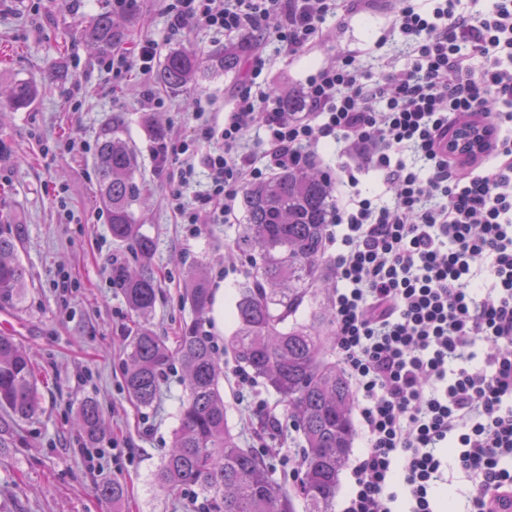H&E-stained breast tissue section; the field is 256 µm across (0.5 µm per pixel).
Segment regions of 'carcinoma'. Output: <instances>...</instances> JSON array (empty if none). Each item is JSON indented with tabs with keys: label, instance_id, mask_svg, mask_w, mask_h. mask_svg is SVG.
Instances as JSON below:
<instances>
[{
	"label": "carcinoma",
	"instance_id": "carcinoma-1",
	"mask_svg": "<svg viewBox=\"0 0 512 512\" xmlns=\"http://www.w3.org/2000/svg\"><path fill=\"white\" fill-rule=\"evenodd\" d=\"M80 39L102 59L122 45L127 33L112 15L103 13L78 31ZM242 49L227 47L203 62L183 50L169 51L157 82L171 93H187L202 79L240 70ZM38 96L25 80L7 93L15 110L28 108ZM97 196L110 219L112 241L126 247L135 265L112 262V287L140 319L128 337L124 389L141 407L157 398L165 371L181 365L186 398L180 403L173 445L153 472V484L167 492L191 489L216 512H295L292 496L272 479L262 455L243 448L228 425L224 404L223 354L204 329L213 295L203 264L189 266L184 294L193 319L181 331L176 347L151 327L157 301L152 267L154 240L137 224L141 189L138 161L122 130L106 121L96 152ZM244 224L234 239L236 250L252 272L236 285L233 330L224 337L243 373L276 395L284 417L302 439L299 495L306 512H333L340 475L356 435L350 382L327 359L334 336L330 295L336 288L331 258L326 255L327 228L333 223L336 196L328 172L312 165L283 170L246 187L239 198ZM19 224H0V310L24 294L25 269L18 257ZM319 309L309 310L318 294ZM30 353L11 336L0 334V432L35 415L41 407ZM78 426L94 444L104 428L97 403L78 407ZM100 497L122 504L125 489L117 480L95 487Z\"/></svg>",
	"mask_w": 512,
	"mask_h": 512
}]
</instances>
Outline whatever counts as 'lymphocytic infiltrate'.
I'll list each match as a JSON object with an SVG mask.
<instances>
[{
  "instance_id": "lymphocytic-infiltrate-1",
  "label": "lymphocytic infiltrate",
  "mask_w": 512,
  "mask_h": 512,
  "mask_svg": "<svg viewBox=\"0 0 512 512\" xmlns=\"http://www.w3.org/2000/svg\"><path fill=\"white\" fill-rule=\"evenodd\" d=\"M164 42L197 29L246 38L248 77L217 114L196 99L195 134L157 157L167 206L198 228L231 215L249 184L315 160L336 143L339 166L330 297L332 348L359 396L364 452L341 512H496L512 498V0L475 14L459 0L421 11L399 0L395 26L405 64L377 80L343 52L305 82L308 110L287 117L281 98L255 97L265 67L259 40L275 30L289 53H308L339 0H161ZM160 42L116 52L113 78L151 80ZM485 63L475 68L473 56ZM481 119L493 143L461 160L448 146L461 116ZM266 149L242 148L251 131ZM378 173L390 202L363 195L358 175ZM205 191L187 201L198 171ZM463 474V503L438 489Z\"/></svg>"
}]
</instances>
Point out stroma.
<instances>
[{
  "label": "stroma",
  "instance_id": "1",
  "mask_svg": "<svg viewBox=\"0 0 512 512\" xmlns=\"http://www.w3.org/2000/svg\"><path fill=\"white\" fill-rule=\"evenodd\" d=\"M111 8L112 0H0V83L30 80L41 86L30 109H0V140L9 149L0 160V220L21 224L19 254L29 276L23 302L0 310V325L32 353L42 393L40 412L0 436V512H112L111 501L94 491L112 478L127 489L123 512H198L191 495L169 494L151 483L178 425L185 396L180 367L168 371L148 408L133 403L122 386L127 338L139 321L110 282L107 263L122 250L113 243L108 215L96 198L94 156L102 123L118 119L138 157L137 218L156 244L152 265L160 298L153 328L175 344L192 318L182 300L185 272L198 261L211 285L224 288V307L206 325L216 344H223L216 325L232 311L236 285L248 271L233 246L243 214L202 225L193 235L178 224L165 203L169 185L156 167L150 129L157 122L170 135L193 137L195 98L209 96L216 110H224L247 73L203 81L188 95L167 94L165 111L146 110L141 86L133 80L114 84L102 60L76 37L81 26ZM120 19L128 28L124 50L151 38L168 53L162 42L166 19L157 0H142L137 11ZM393 32L394 13L385 7L344 23L327 17L316 49L306 55L288 54L268 40V64L253 91L302 92L314 69L345 50L377 78L376 41ZM70 141L79 143L78 151L66 150ZM235 367L232 357H225L229 426L242 447L263 448L273 480L296 493L289 472L300 465V437L258 433ZM88 398L97 401L105 422L97 441L103 453L91 463L76 425V410Z\"/></svg>",
  "mask_w": 512,
  "mask_h": 512
}]
</instances>
